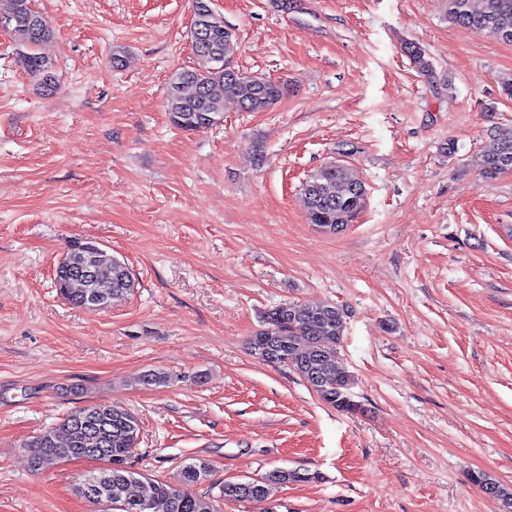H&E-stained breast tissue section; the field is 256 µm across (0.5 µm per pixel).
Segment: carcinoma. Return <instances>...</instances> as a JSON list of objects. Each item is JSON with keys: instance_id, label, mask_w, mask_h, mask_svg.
<instances>
[{"instance_id": "obj_1", "label": "carcinoma", "mask_w": 512, "mask_h": 512, "mask_svg": "<svg viewBox=\"0 0 512 512\" xmlns=\"http://www.w3.org/2000/svg\"><path fill=\"white\" fill-rule=\"evenodd\" d=\"M9 21L13 41L21 48L19 61L44 88L52 86V66L38 53L52 29L47 19L33 10L31 0H0V19ZM448 18L453 22L488 30L500 39L512 42V0H448ZM198 67L173 75L169 82L167 112L171 123L183 131H202L224 117L227 102L247 112H260L276 103L282 87L262 77L240 70L233 77L224 73V65L234 47L224 39V25L208 28L206 37L191 36ZM496 144L481 156L482 173L493 178L507 171L503 160L512 165V127H499ZM306 217L309 223L336 232V225L350 224L364 209L367 189L340 165H329L310 175L303 185ZM80 252V240L71 242L56 265L54 278L60 296L77 307H87V296L96 288L110 298L125 295L135 288V279L126 266L108 254L100 257L94 278L90 279L74 265ZM344 310L333 306L289 304L264 312L262 326L248 342L250 352L262 361L282 364L297 373L320 397L339 411L352 412L358 404L352 393L351 375L337 362L336 344L344 330ZM273 352L263 357L262 350ZM140 422L130 411L117 405L94 404L78 414L65 417L59 427L45 430L24 444L30 468L39 470L44 462H68L82 458L90 448L105 449L103 466L83 475V481L97 482L103 492L96 512H218L216 500L197 495L192 488L208 480L211 469L204 460L185 464L175 481L151 479L135 470L128 459L129 449L137 446ZM320 479L319 473L275 467L258 478L226 481L220 497L239 502L265 504L272 488L278 485ZM473 483L500 502L502 512H512L509 491L485 472L472 474ZM137 486L140 492L130 494Z\"/></svg>"}]
</instances>
